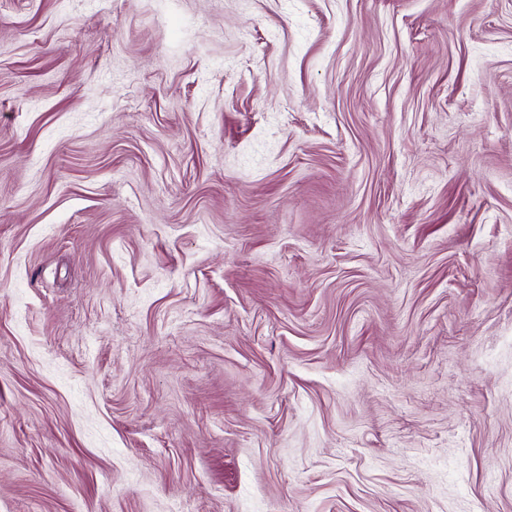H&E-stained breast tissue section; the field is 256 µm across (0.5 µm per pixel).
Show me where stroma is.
<instances>
[{"mask_svg":"<svg viewBox=\"0 0 512 512\" xmlns=\"http://www.w3.org/2000/svg\"><path fill=\"white\" fill-rule=\"evenodd\" d=\"M512 512V0H0V512Z\"/></svg>","mask_w":512,"mask_h":512,"instance_id":"35a3bbf8","label":"stroma"}]
</instances>
